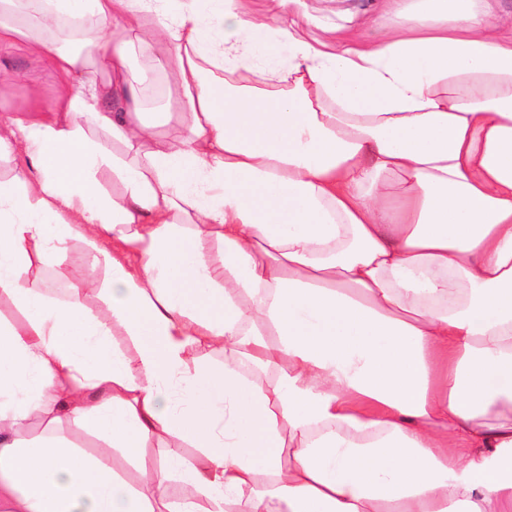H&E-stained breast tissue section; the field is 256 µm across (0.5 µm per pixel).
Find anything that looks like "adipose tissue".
<instances>
[{
  "label": "adipose tissue",
  "instance_id": "adipose-tissue-1",
  "mask_svg": "<svg viewBox=\"0 0 512 512\" xmlns=\"http://www.w3.org/2000/svg\"><path fill=\"white\" fill-rule=\"evenodd\" d=\"M285 2L0 0V43L65 77L59 118L0 122L28 159L0 177V512H512V36L388 0L323 51ZM76 241L50 293L34 268ZM163 436L127 483L113 449ZM82 257V245L75 243L65 257L57 262L50 263L52 266H42L38 273L44 277L46 274H51L56 281L62 284L75 272L81 263Z\"/></svg>",
  "mask_w": 512,
  "mask_h": 512
}]
</instances>
